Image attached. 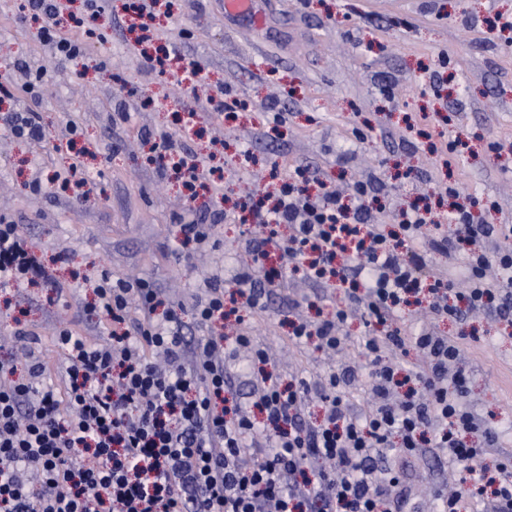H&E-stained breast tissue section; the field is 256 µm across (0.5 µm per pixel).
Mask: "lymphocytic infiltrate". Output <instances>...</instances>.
Wrapping results in <instances>:
<instances>
[{"instance_id":"lymphocytic-infiltrate-1","label":"lymphocytic infiltrate","mask_w":512,"mask_h":512,"mask_svg":"<svg viewBox=\"0 0 512 512\" xmlns=\"http://www.w3.org/2000/svg\"><path fill=\"white\" fill-rule=\"evenodd\" d=\"M19 9L39 20L57 55L82 57L85 45L62 28L55 0H21ZM154 150L161 171L182 174L194 189L197 166L171 135L160 134ZM268 175L278 184L274 207L252 194L235 204L240 223L256 228L243 251L265 268V283L247 272L236 289L213 280L192 313L208 324L242 309L264 312L269 289L299 276L339 290L341 300L331 318L292 323L290 342L345 349L340 327L359 318L364 370L344 363L320 385L302 376L285 382L240 329L230 349L252 350V398L227 401L220 338L186 340L180 313L163 308L150 282L101 274L94 309L110 328L107 344L63 327V364L0 358V512H405L399 473L377 463L423 448L459 473L456 487L440 492L438 512H457L465 496L512 512V459L483 466V449L464 440L479 427L464 376L448 373L458 342L436 331L410 336L403 326L412 303L437 319H460L495 299L501 314L512 313V249L487 248L495 227L474 221L478 198L442 186L438 196L453 200L448 226L429 223L413 204L389 230L373 218V183L345 196L300 164L287 173L271 162ZM423 243L449 257L464 253L465 288L420 252ZM25 283L63 290L20 225L0 223V287ZM315 390L318 422L307 416ZM313 457L326 464L315 474Z\"/></svg>"}]
</instances>
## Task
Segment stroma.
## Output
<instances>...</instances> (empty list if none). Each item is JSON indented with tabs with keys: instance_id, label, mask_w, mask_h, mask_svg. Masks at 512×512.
<instances>
[{
	"instance_id": "35a3bbf8",
	"label": "stroma",
	"mask_w": 512,
	"mask_h": 512,
	"mask_svg": "<svg viewBox=\"0 0 512 512\" xmlns=\"http://www.w3.org/2000/svg\"><path fill=\"white\" fill-rule=\"evenodd\" d=\"M0 0V67L16 86L4 112H36L51 135L75 123L88 150L92 192L79 202L49 183L65 172L67 151L44 156L0 124V220L20 225L31 249L61 282V297L38 287L0 289V355L16 353L15 328L36 336V355L62 363L58 328L73 325L98 343L90 302L102 271L143 277L174 302L204 296L207 282L233 280L240 240L249 225L233 218L213 224L224 200L263 186L275 160L299 161L332 183L375 180L381 185V219L455 183L466 194L494 202L492 224L512 225V37L487 30L488 20L512 16V0H257L262 28L225 17L224 0H144L152 14L146 40L132 26L129 0H58L63 15L89 20L94 31L80 64L60 60L37 35L39 24ZM165 46L200 63L205 83L190 91L173 74L147 70L144 54ZM447 63L452 91L434 92L431 73ZM37 93L23 86L35 75ZM243 103L225 116L209 97ZM282 124H274L270 105ZM194 111L200 136L184 143L213 189L188 202L171 174H159L152 142L139 129L177 134V114ZM428 113L426 137L409 135L407 119ZM461 132L470 149L445 171L432 164L428 141ZM196 206L213 224L204 251L181 260L176 215ZM338 291L300 278L268 298L259 315L243 314L256 344L271 354L269 370L322 374L334 358L288 342V323L330 314ZM406 316L414 330L430 326L453 336L465 328L461 367L469 375L468 405L484 427L497 429L487 444L470 434L485 461L512 456V336L495 309L469 313L464 323L432 322L416 308ZM419 512H435L436 489L453 477L433 449L391 454Z\"/></svg>"
}]
</instances>
